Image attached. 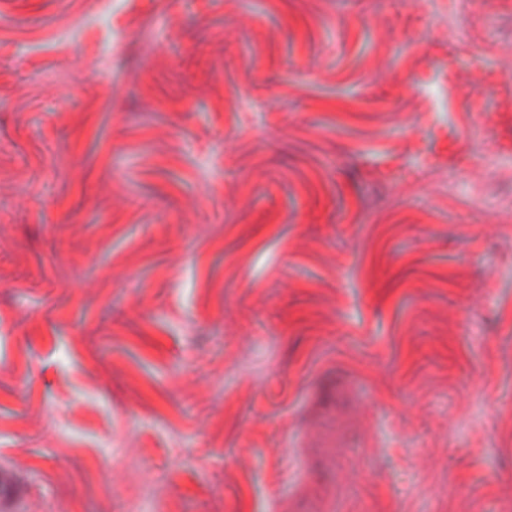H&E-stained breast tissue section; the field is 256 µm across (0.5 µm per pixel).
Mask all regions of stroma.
Masks as SVG:
<instances>
[{
  "label": "stroma",
  "instance_id": "1",
  "mask_svg": "<svg viewBox=\"0 0 512 512\" xmlns=\"http://www.w3.org/2000/svg\"><path fill=\"white\" fill-rule=\"evenodd\" d=\"M0 468L511 512L512 0H0Z\"/></svg>",
  "mask_w": 512,
  "mask_h": 512
}]
</instances>
